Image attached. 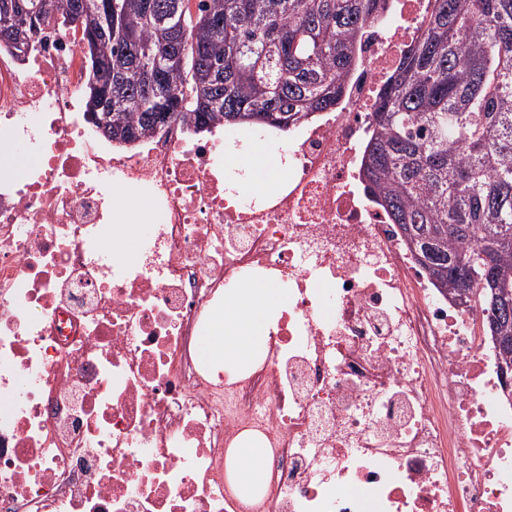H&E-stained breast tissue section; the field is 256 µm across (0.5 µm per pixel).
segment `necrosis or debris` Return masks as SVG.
<instances>
[{"instance_id": "1", "label": "necrosis or debris", "mask_w": 512, "mask_h": 512, "mask_svg": "<svg viewBox=\"0 0 512 512\" xmlns=\"http://www.w3.org/2000/svg\"><path fill=\"white\" fill-rule=\"evenodd\" d=\"M431 6L372 18L335 109L283 131L287 183L232 204L224 144L253 133L178 118L113 147L81 109V29L0 41V512H247L224 472L246 432L269 450L261 512H512L484 313L434 286L363 171ZM118 190L154 216L133 263L105 235ZM245 278L288 304L230 381L200 339Z\"/></svg>"}]
</instances>
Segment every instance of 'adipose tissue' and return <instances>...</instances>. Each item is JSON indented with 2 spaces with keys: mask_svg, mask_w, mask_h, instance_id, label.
I'll return each mask as SVG.
<instances>
[{
  "mask_svg": "<svg viewBox=\"0 0 512 512\" xmlns=\"http://www.w3.org/2000/svg\"><path fill=\"white\" fill-rule=\"evenodd\" d=\"M244 185L255 191L271 190L288 179V166L254 147L243 167ZM288 293L270 281L244 279L224 291V313L204 337V355L213 371L234 379L250 374L263 360L273 320ZM269 467V454L256 438L244 437L231 449L228 477L245 501L259 498Z\"/></svg>",
  "mask_w": 512,
  "mask_h": 512,
  "instance_id": "ef3b65f1",
  "label": "adipose tissue"
}]
</instances>
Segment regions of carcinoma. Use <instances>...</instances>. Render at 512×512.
I'll return each instance as SVG.
<instances>
[{
    "mask_svg": "<svg viewBox=\"0 0 512 512\" xmlns=\"http://www.w3.org/2000/svg\"><path fill=\"white\" fill-rule=\"evenodd\" d=\"M76 0H43L78 24ZM112 32L81 25L92 79L112 61L96 124L132 144L168 123L145 97L165 66V104L195 131L219 121L287 129L336 106L364 25L390 0H184L181 29L160 28L169 0H116ZM365 173L438 287L479 301L512 372V0H433L420 35L381 93Z\"/></svg>",
    "mask_w": 512,
    "mask_h": 512,
    "instance_id": "obj_1",
    "label": "carcinoma"
}]
</instances>
